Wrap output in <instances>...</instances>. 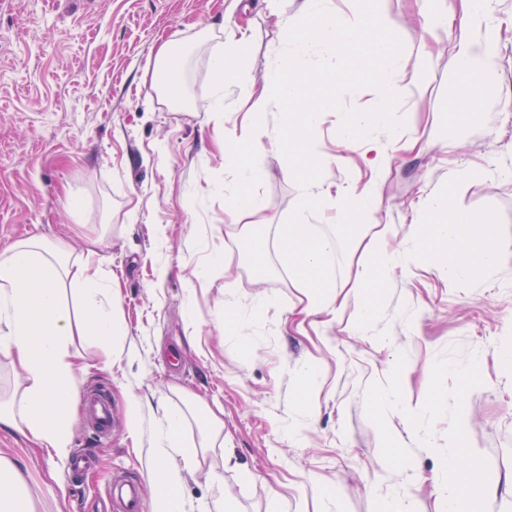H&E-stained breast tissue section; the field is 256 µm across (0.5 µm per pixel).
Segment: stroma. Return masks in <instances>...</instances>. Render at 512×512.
Returning <instances> with one entry per match:
<instances>
[{
	"label": "stroma",
	"instance_id": "obj_1",
	"mask_svg": "<svg viewBox=\"0 0 512 512\" xmlns=\"http://www.w3.org/2000/svg\"><path fill=\"white\" fill-rule=\"evenodd\" d=\"M492 7L495 65L483 77L501 86L500 100L451 116L460 82L451 58L476 29L456 17L437 42L420 0H380L404 44L395 85L404 128L344 142L335 110L314 128L321 185L354 195L375 185L388 245L411 244L441 186L464 172L459 208L492 205L503 222L491 278L460 286L441 265L410 260L388 279L381 320L359 331L354 282L368 256L356 239L336 256L342 311L297 321L306 297L277 243L302 191L280 151L254 153L256 140L276 133L278 110L246 95L265 83V60L281 46L268 0H0V247L37 234L67 237L76 256L98 248L119 277L123 359L103 368L92 336L76 338L89 365L80 388L107 391L121 418L128 395L145 404L135 442L122 426L98 442L85 420L75 423L71 451L95 456L79 475L70 460L0 431V451L19 463L34 512H100L113 480L145 484L161 401L187 415L182 437L196 456L181 495L190 512L221 497L235 512H380L387 501L400 512H444L433 472L461 417L489 488L478 512H512V0ZM239 26L250 38L217 124L204 110L212 61ZM169 39L184 59L176 102L156 59ZM228 133L258 180L234 179L222 147ZM413 137L423 149L402 151ZM377 147L390 156L381 168L365 162ZM237 191L262 200L264 223L228 209L225 197ZM202 268L206 277L195 280ZM264 296L272 304L261 310ZM254 311L256 324L225 336L226 318ZM310 363L318 380L304 386L298 372ZM381 390L431 403L437 452L419 447L399 416L378 414ZM207 405L224 408V442L210 448L200 445Z\"/></svg>",
	"mask_w": 512,
	"mask_h": 512
}]
</instances>
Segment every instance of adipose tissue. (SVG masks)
Instances as JSON below:
<instances>
[{
  "label": "adipose tissue",
  "instance_id": "adipose-tissue-1",
  "mask_svg": "<svg viewBox=\"0 0 512 512\" xmlns=\"http://www.w3.org/2000/svg\"><path fill=\"white\" fill-rule=\"evenodd\" d=\"M248 39L246 29H237L225 39L223 56L214 60L215 91L207 105L213 117L224 112V85ZM282 248L309 290L301 316L337 314L341 302L325 291L336 264L335 239L315 233L310 225L292 224ZM67 289L77 301L76 309L63 301ZM78 331L97 339L105 366L120 358L114 347L120 332L115 285L99 252L91 249L76 258L66 241L38 236L0 251V358L23 372L18 399L0 400V430L17 432L60 456L70 443L79 375L85 368L83 356L71 348ZM183 425L180 409L164 407L156 463L148 474L153 489L150 512H186L181 487L192 456L180 439ZM462 431L459 425L449 431L448 452L435 474L446 492V512H472L489 492L461 446ZM0 512H33L19 467L1 454Z\"/></svg>",
  "mask_w": 512,
  "mask_h": 512
}]
</instances>
